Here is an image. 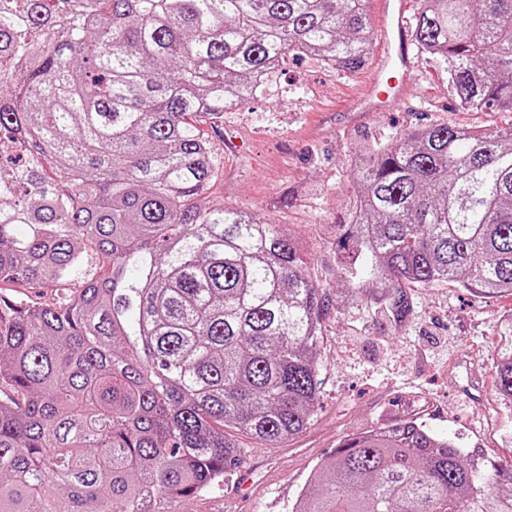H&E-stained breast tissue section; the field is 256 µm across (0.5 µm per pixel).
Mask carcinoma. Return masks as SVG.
<instances>
[{
	"label": "carcinoma",
	"mask_w": 512,
	"mask_h": 512,
	"mask_svg": "<svg viewBox=\"0 0 512 512\" xmlns=\"http://www.w3.org/2000/svg\"><path fill=\"white\" fill-rule=\"evenodd\" d=\"M365 0H0V512H183L320 393L324 298L270 220L213 203L204 114L291 52L366 62ZM413 37L477 111H512V0H421ZM336 276L405 322L413 286L512 295V125L433 124L363 148ZM497 393L512 406V316ZM295 512H512L414 419L341 440Z\"/></svg>",
	"instance_id": "carcinoma-1"
}]
</instances>
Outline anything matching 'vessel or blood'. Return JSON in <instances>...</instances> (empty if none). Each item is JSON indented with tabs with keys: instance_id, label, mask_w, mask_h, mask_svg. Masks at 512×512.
<instances>
[{
	"instance_id": "1",
	"label": "vessel or blood",
	"mask_w": 512,
	"mask_h": 512,
	"mask_svg": "<svg viewBox=\"0 0 512 512\" xmlns=\"http://www.w3.org/2000/svg\"><path fill=\"white\" fill-rule=\"evenodd\" d=\"M407 6V0H374L384 51L356 104L357 111L389 112L407 100L414 69L405 17Z\"/></svg>"
}]
</instances>
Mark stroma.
Here are the masks:
<instances>
[{"label":"stroma","mask_w":512,"mask_h":512,"mask_svg":"<svg viewBox=\"0 0 512 512\" xmlns=\"http://www.w3.org/2000/svg\"><path fill=\"white\" fill-rule=\"evenodd\" d=\"M415 61L409 102L392 112L358 119L350 111L372 62L343 73L292 54L257 97L199 121L215 160L212 201L281 224L325 297L321 389L309 425L278 448L234 435L251 477L240 512H291L340 440L400 419L453 437L465 454L495 464L512 458V409L497 395L493 368L512 295L486 298L447 282L418 286L412 315L390 331L376 323L367 296H338L334 224L355 191L350 166L365 144L429 124H512V112L463 107L441 59L420 52Z\"/></svg>","instance_id":"obj_1"}]
</instances>
